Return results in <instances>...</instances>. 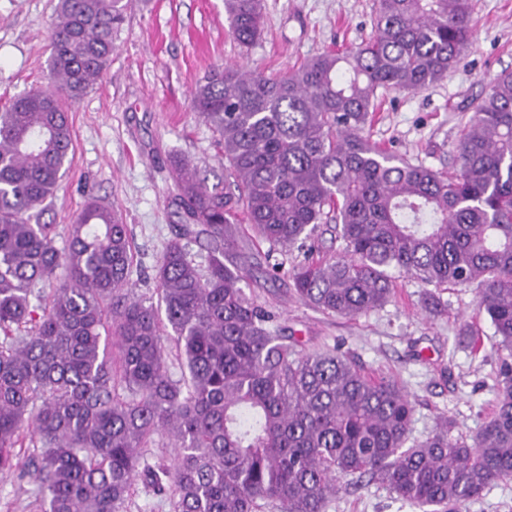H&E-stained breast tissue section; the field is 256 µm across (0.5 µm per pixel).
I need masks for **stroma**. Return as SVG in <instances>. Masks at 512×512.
I'll use <instances>...</instances> for the list:
<instances>
[{
    "label": "stroma",
    "instance_id": "1",
    "mask_svg": "<svg viewBox=\"0 0 512 512\" xmlns=\"http://www.w3.org/2000/svg\"><path fill=\"white\" fill-rule=\"evenodd\" d=\"M57 0H0V109L47 89L49 27ZM375 0H265V30L250 49L229 31L224 0H132L112 61L94 87L69 105L71 165L40 221L65 241L88 198L116 204L132 240L135 296L157 298L155 267L183 216L168 172L173 157L191 160L208 187L230 177L212 128L191 109V93L216 65L240 62L284 74L330 49L369 39ZM473 45L443 81L417 92L384 91L370 138L400 157L454 174L455 146L480 98L512 71V0H472ZM267 243L245 264L246 290L295 332L303 349L341 347L367 370L394 377L415 404L412 436L439 416L453 435H473L493 400L498 353L474 289L447 286L446 310L430 315L423 288L401 278L388 303L368 314H326L299 300L287 273L265 277ZM328 512H411L375 483L341 488Z\"/></svg>",
    "mask_w": 512,
    "mask_h": 512
}]
</instances>
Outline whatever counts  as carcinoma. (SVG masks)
I'll use <instances>...</instances> for the list:
<instances>
[{"mask_svg":"<svg viewBox=\"0 0 512 512\" xmlns=\"http://www.w3.org/2000/svg\"><path fill=\"white\" fill-rule=\"evenodd\" d=\"M126 9L57 0L51 88L0 112V474L30 476L41 512H123L138 480L172 495L174 512H326L348 476L416 512H463L512 480V72L473 103L451 176L366 134L378 90H423L466 56L471 0H376L367 42L284 76L213 68L192 110L217 133L234 189L212 191L173 160L185 223L156 266L155 305L132 293L116 206L87 201L61 247L39 222L71 164L65 105L109 66ZM224 11L252 47L264 0H224ZM242 224L269 244L266 275L303 256L288 270L293 293L327 314L381 307L400 277L476 285L499 354L480 429L454 437L441 418L412 440L415 406L393 379L304 351L242 286ZM189 235L206 239L205 263ZM156 434L173 440L169 467L143 451Z\"/></svg>","mask_w":512,"mask_h":512,"instance_id":"obj_1","label":"carcinoma"}]
</instances>
